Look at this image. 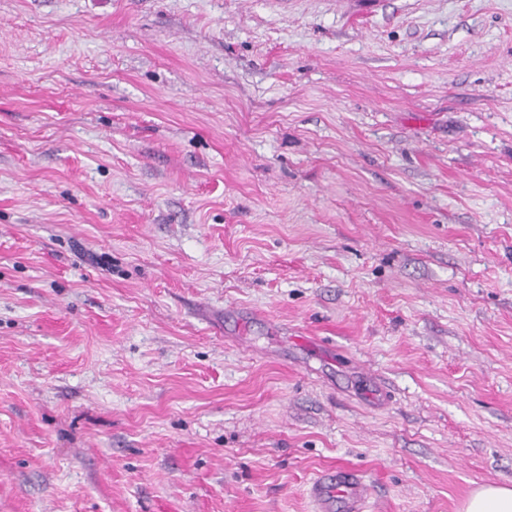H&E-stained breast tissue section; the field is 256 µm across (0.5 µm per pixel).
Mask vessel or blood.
Returning a JSON list of instances; mask_svg holds the SVG:
<instances>
[{"label":"vessel or blood","instance_id":"vessel-or-blood-1","mask_svg":"<svg viewBox=\"0 0 512 512\" xmlns=\"http://www.w3.org/2000/svg\"><path fill=\"white\" fill-rule=\"evenodd\" d=\"M310 496L317 512H333L338 505L344 512H364L369 487L351 470L339 468L319 475L310 485Z\"/></svg>","mask_w":512,"mask_h":512}]
</instances>
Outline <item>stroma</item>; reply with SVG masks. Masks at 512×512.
Here are the masks:
<instances>
[{
	"mask_svg": "<svg viewBox=\"0 0 512 512\" xmlns=\"http://www.w3.org/2000/svg\"><path fill=\"white\" fill-rule=\"evenodd\" d=\"M336 467L512 485V0H0V512Z\"/></svg>",
	"mask_w": 512,
	"mask_h": 512,
	"instance_id": "35a3bbf8",
	"label": "stroma"
}]
</instances>
